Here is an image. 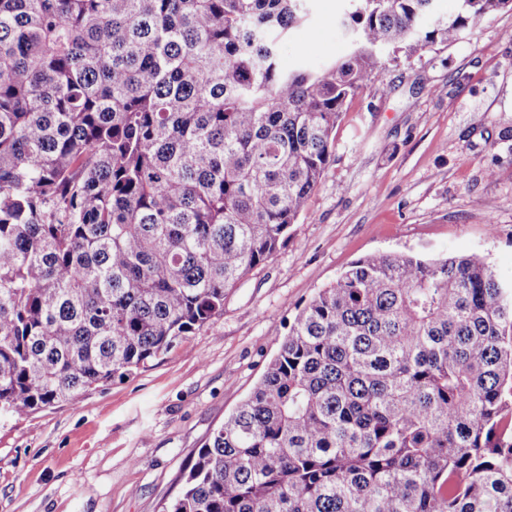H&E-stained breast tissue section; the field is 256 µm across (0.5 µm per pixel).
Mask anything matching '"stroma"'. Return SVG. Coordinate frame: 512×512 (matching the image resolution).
Segmentation results:
<instances>
[{
	"label": "stroma",
	"instance_id": "obj_1",
	"mask_svg": "<svg viewBox=\"0 0 512 512\" xmlns=\"http://www.w3.org/2000/svg\"><path fill=\"white\" fill-rule=\"evenodd\" d=\"M309 5L279 44L284 69L347 53V0ZM381 63L379 81L347 102L288 241L221 317L76 402L0 414V512H161L298 309L366 255L478 254L512 280V10Z\"/></svg>",
	"mask_w": 512,
	"mask_h": 512
}]
</instances>
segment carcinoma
<instances>
[{"instance_id": "obj_1", "label": "carcinoma", "mask_w": 512, "mask_h": 512, "mask_svg": "<svg viewBox=\"0 0 512 512\" xmlns=\"http://www.w3.org/2000/svg\"><path fill=\"white\" fill-rule=\"evenodd\" d=\"M306 0H0V412L130 375L288 240L379 59L512 0H354L347 55L280 67ZM164 512H512V281L375 253L319 288Z\"/></svg>"}]
</instances>
